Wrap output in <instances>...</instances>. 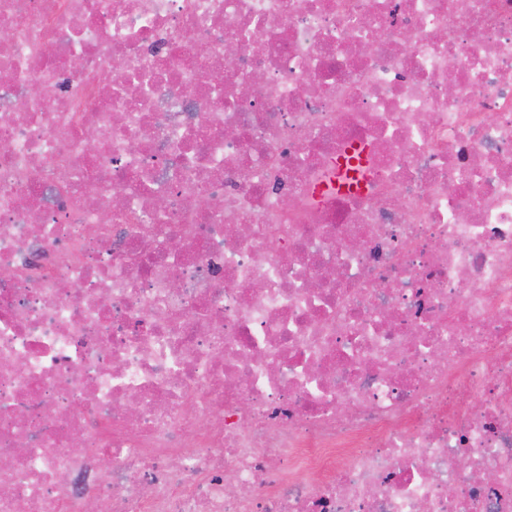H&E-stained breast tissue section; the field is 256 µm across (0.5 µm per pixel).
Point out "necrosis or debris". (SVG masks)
I'll list each match as a JSON object with an SVG mask.
<instances>
[{"instance_id": "1", "label": "necrosis or debris", "mask_w": 512, "mask_h": 512, "mask_svg": "<svg viewBox=\"0 0 512 512\" xmlns=\"http://www.w3.org/2000/svg\"><path fill=\"white\" fill-rule=\"evenodd\" d=\"M0 30V512H512V0Z\"/></svg>"}]
</instances>
